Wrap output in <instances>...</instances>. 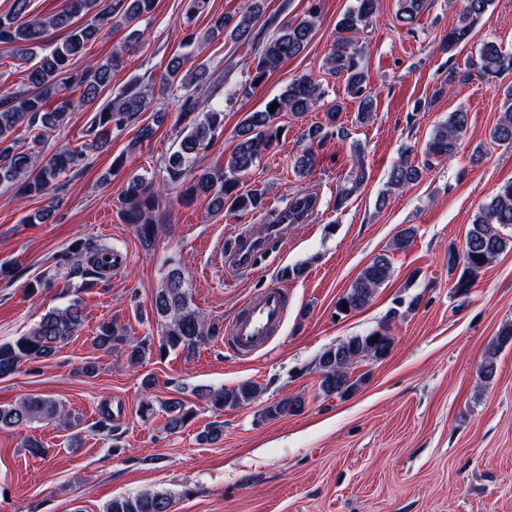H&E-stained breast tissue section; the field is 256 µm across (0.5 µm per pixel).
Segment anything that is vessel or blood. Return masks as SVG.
<instances>
[{
  "mask_svg": "<svg viewBox=\"0 0 512 512\" xmlns=\"http://www.w3.org/2000/svg\"><path fill=\"white\" fill-rule=\"evenodd\" d=\"M277 225H245L224 246V271H253L257 257L277 238ZM288 309V292L272 283L249 296L224 331V346L234 356L249 358L264 350L281 333Z\"/></svg>",
  "mask_w": 512,
  "mask_h": 512,
  "instance_id": "1",
  "label": "vessel or blood"
}]
</instances>
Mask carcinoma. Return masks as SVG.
Here are the masks:
<instances>
[{
	"mask_svg": "<svg viewBox=\"0 0 512 512\" xmlns=\"http://www.w3.org/2000/svg\"><path fill=\"white\" fill-rule=\"evenodd\" d=\"M31 0H13L10 10L0 14V44L8 46L18 60L34 61L28 68L26 91L0 93V185L14 187L27 196L47 199V203L26 218L29 224H40L58 206V200L49 196V190L65 173L84 159V150L67 145L58 147L49 157H42L45 134L66 124L75 105L95 106L88 126L91 146L107 144L112 131L135 124L150 107V101L137 88L128 87L112 99L101 101L100 96L110 81L112 69L119 66L116 54L88 65L80 71L75 63L84 55L89 43L96 41L104 28L118 30L129 27L144 15L151 13L156 0H66V7L49 16L31 14ZM427 0H397L395 19L403 26H414L426 8ZM490 0H464L456 22L442 39V48L450 51L470 36L474 26L485 15ZM266 0H248L244 10L234 15L219 16L212 27L200 36L186 30L184 46L192 48L191 55L172 56L161 76L162 85L185 92L180 112L189 122L183 128L179 148L165 158L168 184L177 188L187 200H202L210 213L257 212L265 208V194L243 189V179L260 161L262 155L279 142L278 119L284 112L303 115L314 107L324 108L325 122L307 131L311 143L324 141L329 130L345 135L336 127L342 106L325 101L322 83L310 76L291 81L280 95L268 100L264 109L249 112L239 122L237 143L222 169L200 168L192 170L194 157L207 150L224 131V111L207 104L197 96L210 79L206 65L187 66L190 57L205 49L209 41L219 35L238 45L253 50L252 59L245 62L248 80L237 93L261 84L282 63L299 55L313 39L318 17V3L310 5L304 18L296 23L279 27L267 38L255 32L263 17ZM378 11V0H354L338 22L343 36L336 40L325 59L329 74L344 79L349 98L356 103L360 121L369 119L376 111V97L371 91L370 79L362 65V51L356 35L372 22ZM53 30L65 31L62 41L52 45L47 38ZM474 66L478 78L491 83L504 73L512 72V52L504 50L493 40L482 43ZM277 103L275 111L269 107ZM467 111L457 109L437 124L422 150L423 159L414 163L402 157L388 174V190L402 188L417 181L432 163L449 159L456 154L459 141L467 128ZM26 130L28 143L18 136ZM490 138L500 144H512V87L505 93L499 118L490 132ZM317 165V156L307 148L294 159V171L308 176ZM363 164L354 166L347 185L336 195V207H341L364 181ZM161 188L148 178L134 174L125 184L122 195V216L134 227L141 242L154 243L159 224L154 213L158 208ZM316 199L297 194L288 202V223L295 224L303 216L313 214ZM512 181L502 185L496 195L483 205L472 221L462 251L448 249V275L456 276L453 288L458 295H466L479 273L498 256L512 250ZM415 235L413 227L399 232L389 253L376 256L337 301L338 309L354 312L372 300L377 289L387 285L394 274L391 254L406 250ZM117 250L110 243L91 244L75 240L59 256L58 265L70 266V275L80 279L76 290H86L107 278L112 272V256ZM152 312L160 326L156 337L132 336L127 328L116 321L101 322L92 344L99 350H118L127 355L128 364L143 366L153 357L164 353L180 352L189 359L217 338V326L209 323L193 306L191 289L184 272L178 267L168 269L157 288ZM84 323L83 307L75 300L68 305L45 313L29 331L0 341V378L20 373L27 365L53 356L61 344L79 333ZM377 342H372V339ZM512 342V323L505 324L494 342L489 344L481 367L480 377L493 379L500 349ZM394 346L390 325L384 324L364 335L351 336L325 349L317 360L319 389L326 395L343 397L354 392L359 379H350V371L338 370L345 363L354 364L359 358L372 356L385 359ZM263 388L253 381L210 390L205 397L216 414L225 409H236L259 400ZM304 401L298 396L284 397L266 405L262 417L277 419L294 415L302 410ZM160 409L166 416L165 429L169 432L186 427L195 417L194 410L179 398H170L154 406L146 400L140 404L143 418ZM55 423L71 431V442H82L78 420L60 401L40 396H28L10 404L0 405V429H18L32 422ZM224 437V422L212 421L198 433V440L215 444ZM174 500L170 493L141 491L114 498L106 504L104 512H173Z\"/></svg>",
	"mask_w": 512,
	"mask_h": 512,
	"instance_id": "cac0c4a2",
	"label": "carcinoma"
}]
</instances>
